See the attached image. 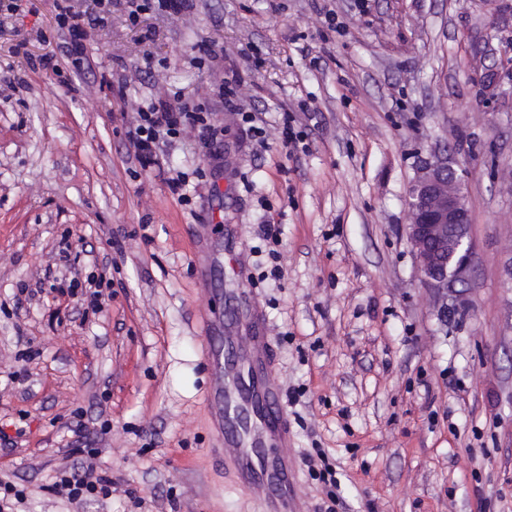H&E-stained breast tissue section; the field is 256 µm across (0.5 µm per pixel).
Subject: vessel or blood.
<instances>
[{
    "label": "vessel or blood",
    "mask_w": 512,
    "mask_h": 512,
    "mask_svg": "<svg viewBox=\"0 0 512 512\" xmlns=\"http://www.w3.org/2000/svg\"><path fill=\"white\" fill-rule=\"evenodd\" d=\"M234 316L224 324L222 343L206 350L213 374L211 397L224 426V456L239 484L265 506V512H291L297 497V465L288 448V420L280 391L271 383L265 319L246 290H238ZM261 409L249 428L242 410Z\"/></svg>",
    "instance_id": "1"
}]
</instances>
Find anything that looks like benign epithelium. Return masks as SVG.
Masks as SVG:
<instances>
[{
    "label": "benign epithelium",
    "mask_w": 512,
    "mask_h": 512,
    "mask_svg": "<svg viewBox=\"0 0 512 512\" xmlns=\"http://www.w3.org/2000/svg\"><path fill=\"white\" fill-rule=\"evenodd\" d=\"M466 171L443 151L435 152L416 170L409 192L411 243L416 274L441 299L438 313L456 311L448 300L472 287L470 256L473 241L464 193Z\"/></svg>",
    "instance_id": "benign-epithelium-1"
}]
</instances>
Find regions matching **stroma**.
Wrapping results in <instances>:
<instances>
[{"instance_id":"obj_1","label":"stroma","mask_w":512,"mask_h":512,"mask_svg":"<svg viewBox=\"0 0 512 512\" xmlns=\"http://www.w3.org/2000/svg\"><path fill=\"white\" fill-rule=\"evenodd\" d=\"M192 2L134 26L121 5L100 21L95 0H73L90 22L78 69L54 0L0 12V429L17 438L0 443V477L27 492L12 512H260L209 401L204 321L239 287L267 320L296 512H322L331 492L335 512H512V0ZM204 46L216 56L201 64ZM105 73L128 102L181 94L211 109L221 168L194 134L162 158L190 173V203L129 152ZM232 78L266 145L221 104ZM287 110L306 152L275 135ZM442 146L468 171L474 243L467 312L445 322L405 228L416 168ZM64 241L83 275L111 279L101 313L23 293ZM222 243L244 277L216 261ZM86 448L112 496L76 510L47 486ZM320 452L336 488L308 472Z\"/></svg>"}]
</instances>
